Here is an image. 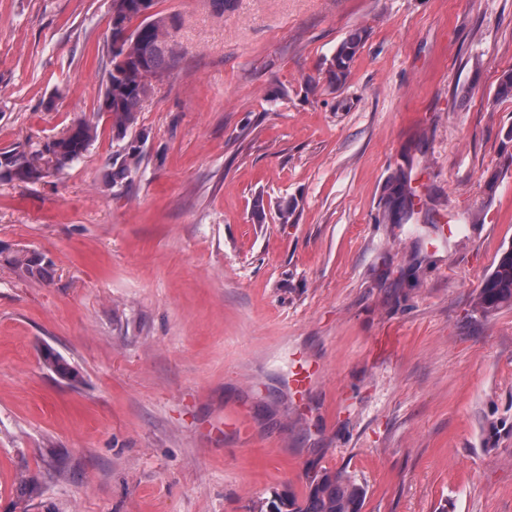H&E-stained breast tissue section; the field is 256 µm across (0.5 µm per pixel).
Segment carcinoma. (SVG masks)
<instances>
[{
    "label": "carcinoma",
    "mask_w": 512,
    "mask_h": 512,
    "mask_svg": "<svg viewBox=\"0 0 512 512\" xmlns=\"http://www.w3.org/2000/svg\"><path fill=\"white\" fill-rule=\"evenodd\" d=\"M112 6L121 20L129 21L139 14L141 0H112ZM172 25L170 17L150 15L143 19L127 47L117 50L111 47L107 52L103 96L112 102V138L124 142L121 152L112 158V187L130 182L132 172L139 165L141 151L127 137L137 125L143 102L152 93V81L170 73L178 63L179 57L169 40ZM364 41L365 32L357 30L340 43L328 67L332 80L339 82L345 78ZM97 137L98 124L79 119L53 136L52 143L43 150L36 146H16L0 151V167L18 168L17 180L21 183L28 181L29 172L24 167L30 161L48 175L59 172L79 161ZM415 197L411 176L399 177L389 188L387 218L396 224L409 223L416 214ZM8 263L28 278L43 279L48 275L49 261L34 250H21L8 258ZM511 305L512 248L501 254L478 294V306L484 314ZM45 363L62 379L74 381L79 377L62 356L50 350L45 352ZM366 497V486L345 472L323 470L309 477L303 498L275 492L261 504L260 512H362Z\"/></svg>",
    "instance_id": "carcinoma-1"
}]
</instances>
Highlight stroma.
Here are the masks:
<instances>
[{"label":"stroma","mask_w":512,"mask_h":512,"mask_svg":"<svg viewBox=\"0 0 512 512\" xmlns=\"http://www.w3.org/2000/svg\"><path fill=\"white\" fill-rule=\"evenodd\" d=\"M111 6L0 0V149L96 115ZM155 9L180 62L131 189L102 117L59 175L0 181V250L51 262L0 260V512H257L325 469L363 512H512V306L476 305L512 246V0ZM403 169L430 223L387 220ZM364 41V30H356L340 43L328 67V73L332 80L339 82L345 78L351 62L362 48ZM7 261L25 277L43 279L48 275L49 261L37 251L21 250Z\"/></svg>","instance_id":"1"}]
</instances>
